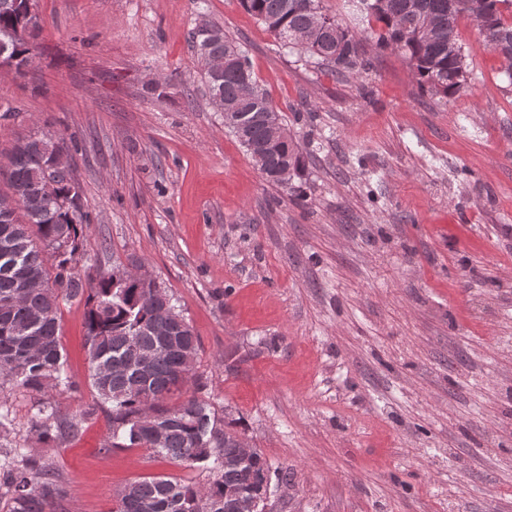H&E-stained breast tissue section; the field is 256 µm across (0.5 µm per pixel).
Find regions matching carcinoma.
<instances>
[{"label":"carcinoma","instance_id":"cac0c4a2","mask_svg":"<svg viewBox=\"0 0 512 512\" xmlns=\"http://www.w3.org/2000/svg\"><path fill=\"white\" fill-rule=\"evenodd\" d=\"M362 18L382 24L377 45L408 60L419 82L443 98L465 84V54L458 22L474 21L487 47L512 61V0H357ZM274 38L301 58L334 72L373 68L362 42L331 16L323 0H240ZM17 0H0V53L28 68L36 58L38 14L21 11ZM209 36L191 32L209 102L224 117L266 180L288 186L302 153L288 135L280 111L258 85L248 53L224 28L208 22ZM79 150L75 139L51 132L15 141L0 177L20 204L0 211V390L9 384L35 398L29 435L49 445L76 438L81 420L61 418L44 399L48 390H76L67 375L61 344L63 302L86 307L90 385L112 413L113 448H147L171 461L213 472L204 485L152 477L125 485L113 512H243L241 504L262 491L269 464L254 450L245 455L237 432L197 396L205 384L193 380L199 339L179 319L168 292L154 280L129 272L80 273L84 255L83 210L70 166L56 167L61 154ZM53 189L42 190L46 180ZM194 393L177 405V392ZM13 419L0 400V499L9 512H58L68 489L54 464L6 444Z\"/></svg>","mask_w":512,"mask_h":512}]
</instances>
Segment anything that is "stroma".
I'll list each match as a JSON object with an SVG mask.
<instances>
[{
  "instance_id": "obj_1",
  "label": "stroma",
  "mask_w": 512,
  "mask_h": 512,
  "mask_svg": "<svg viewBox=\"0 0 512 512\" xmlns=\"http://www.w3.org/2000/svg\"><path fill=\"white\" fill-rule=\"evenodd\" d=\"M35 63L0 73L21 119L75 136L68 162L109 271L137 261L200 341L216 414L271 469L267 512H512V81L474 22L465 87L440 98L397 52L332 73L282 46L240 0H36ZM249 51L303 168L266 182L211 107L189 32ZM85 308L61 306L78 392L50 390L81 435L29 441L34 398L5 390L12 439L53 461L65 512H112L126 484L206 470L107 449Z\"/></svg>"
}]
</instances>
